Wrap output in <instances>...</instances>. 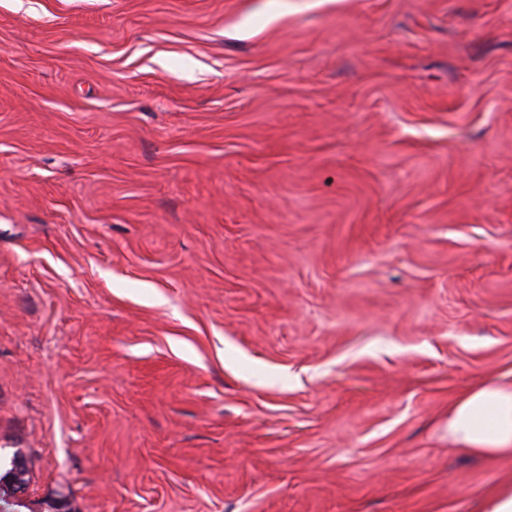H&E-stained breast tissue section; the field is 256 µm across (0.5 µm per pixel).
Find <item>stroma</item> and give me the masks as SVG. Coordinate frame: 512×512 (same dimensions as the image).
Segmentation results:
<instances>
[{"mask_svg": "<svg viewBox=\"0 0 512 512\" xmlns=\"http://www.w3.org/2000/svg\"><path fill=\"white\" fill-rule=\"evenodd\" d=\"M512 377V0H0L21 512H481ZM444 429L470 456L490 462L512 458V378L467 390L448 408Z\"/></svg>", "mask_w": 512, "mask_h": 512, "instance_id": "35a3bbf8", "label": "stroma"}]
</instances>
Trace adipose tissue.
Masks as SVG:
<instances>
[{
  "instance_id": "1",
  "label": "adipose tissue",
  "mask_w": 512,
  "mask_h": 512,
  "mask_svg": "<svg viewBox=\"0 0 512 512\" xmlns=\"http://www.w3.org/2000/svg\"><path fill=\"white\" fill-rule=\"evenodd\" d=\"M444 428L449 441L470 456L512 458V378L467 390L449 407Z\"/></svg>"
}]
</instances>
